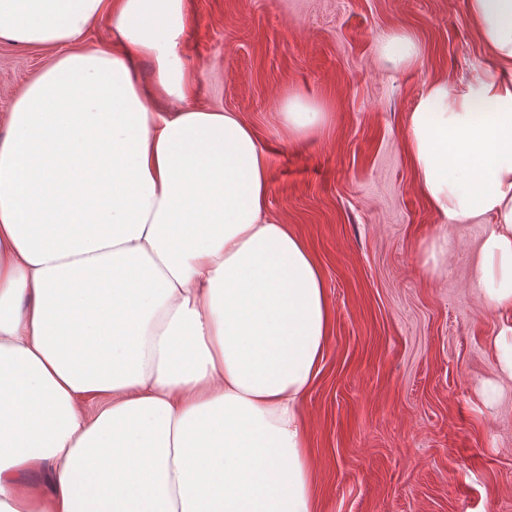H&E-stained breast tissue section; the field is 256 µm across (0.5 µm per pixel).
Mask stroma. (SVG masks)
I'll list each match as a JSON object with an SVG mask.
<instances>
[{
	"mask_svg": "<svg viewBox=\"0 0 512 512\" xmlns=\"http://www.w3.org/2000/svg\"><path fill=\"white\" fill-rule=\"evenodd\" d=\"M183 52L197 105L235 112L272 156L269 212L306 240L334 326L304 402L317 512H512V381L490 340L503 313L472 286L482 225L441 227L405 149L424 81L457 87L490 66L466 0H190ZM414 35L422 57L390 72L378 37ZM0 43V123L50 60ZM296 92L328 114L288 137L280 103ZM452 242L437 276L421 240ZM499 386L494 402L481 396Z\"/></svg>",
	"mask_w": 512,
	"mask_h": 512,
	"instance_id": "1",
	"label": "stroma"
}]
</instances>
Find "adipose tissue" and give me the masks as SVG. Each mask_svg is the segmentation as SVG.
<instances>
[{
    "label": "adipose tissue",
    "mask_w": 512,
    "mask_h": 512,
    "mask_svg": "<svg viewBox=\"0 0 512 512\" xmlns=\"http://www.w3.org/2000/svg\"><path fill=\"white\" fill-rule=\"evenodd\" d=\"M467 10L491 66L425 82L406 148L442 224L484 225L472 281L510 312L512 0ZM191 23L189 0H0V41L57 51L0 133V512H316L303 405L333 309L269 213L267 148L195 104ZM375 54L422 48L394 30ZM281 117L326 120L295 94Z\"/></svg>",
    "instance_id": "ef3b65f1"
}]
</instances>
